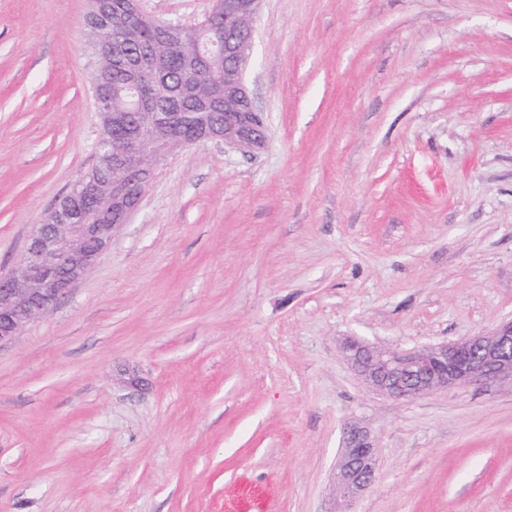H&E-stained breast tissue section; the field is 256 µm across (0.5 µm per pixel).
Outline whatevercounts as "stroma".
Returning a JSON list of instances; mask_svg holds the SVG:
<instances>
[{"label":"stroma","instance_id":"1","mask_svg":"<svg viewBox=\"0 0 512 512\" xmlns=\"http://www.w3.org/2000/svg\"><path fill=\"white\" fill-rule=\"evenodd\" d=\"M86 11L0 0V273L97 160ZM246 81L265 144L169 156L0 346V512H512L511 386L399 401L341 353L512 319V0H263ZM378 448L359 428L348 431L345 446L336 459L333 491L336 500L349 501L374 480Z\"/></svg>","mask_w":512,"mask_h":512}]
</instances>
